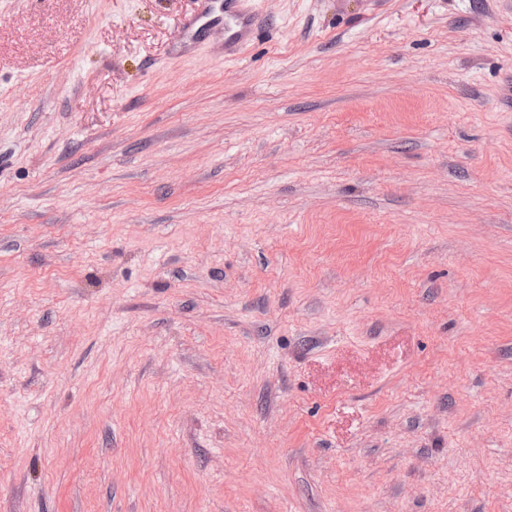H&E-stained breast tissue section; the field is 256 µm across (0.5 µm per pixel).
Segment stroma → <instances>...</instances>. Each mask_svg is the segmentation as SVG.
Here are the masks:
<instances>
[{
    "label": "stroma",
    "instance_id": "stroma-1",
    "mask_svg": "<svg viewBox=\"0 0 512 512\" xmlns=\"http://www.w3.org/2000/svg\"><path fill=\"white\" fill-rule=\"evenodd\" d=\"M0 0V512H512V0ZM258 0H200L184 24V38L194 49L205 47L209 33L224 29V59H236L262 23Z\"/></svg>",
    "mask_w": 512,
    "mask_h": 512
}]
</instances>
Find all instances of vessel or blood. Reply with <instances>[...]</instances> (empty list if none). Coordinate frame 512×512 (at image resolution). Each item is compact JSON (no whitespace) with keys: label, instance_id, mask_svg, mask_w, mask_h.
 Segmentation results:
<instances>
[{"label":"vessel or blood","instance_id":"1","mask_svg":"<svg viewBox=\"0 0 512 512\" xmlns=\"http://www.w3.org/2000/svg\"><path fill=\"white\" fill-rule=\"evenodd\" d=\"M262 22L257 0H200L197 12L184 25V38L192 47H204L210 32L224 31V57L238 58Z\"/></svg>","mask_w":512,"mask_h":512}]
</instances>
